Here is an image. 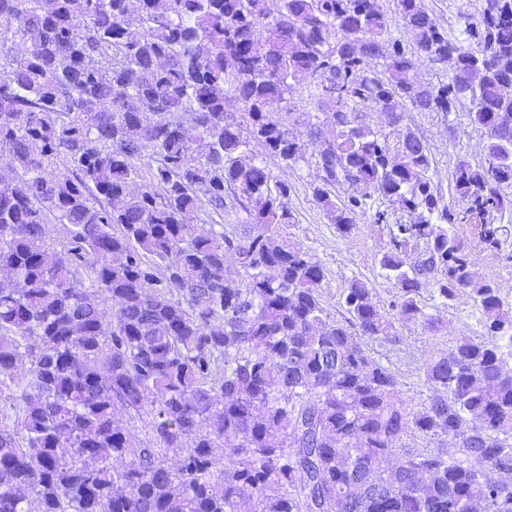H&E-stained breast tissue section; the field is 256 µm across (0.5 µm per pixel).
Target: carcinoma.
<instances>
[{"instance_id":"cac0c4a2","label":"carcinoma","mask_w":512,"mask_h":512,"mask_svg":"<svg viewBox=\"0 0 512 512\" xmlns=\"http://www.w3.org/2000/svg\"><path fill=\"white\" fill-rule=\"evenodd\" d=\"M138 4L134 25L129 0H0V152L15 174L0 187V401L14 412L0 512H512L492 477L512 467V306L473 271L430 148L400 131L396 163L367 121L468 100L487 161L457 163L456 194L471 214L512 208V0H486L454 39L421 0H397L416 49L451 64L438 86L381 41L392 17L378 0ZM301 89L322 112L294 119L304 139L275 118ZM311 147L313 197L340 235L367 194L338 203L336 185L411 214L380 259L399 319L425 317L431 273L440 297L483 311L488 340L460 336L430 359L417 413L355 340L400 341L369 288L352 282L349 318L330 319L321 266L280 234L290 188L263 155L294 163ZM64 160L74 176L46 175ZM204 206L237 207L252 230H202ZM502 235L483 225L489 247ZM405 437H446L474 460Z\"/></svg>"}]
</instances>
